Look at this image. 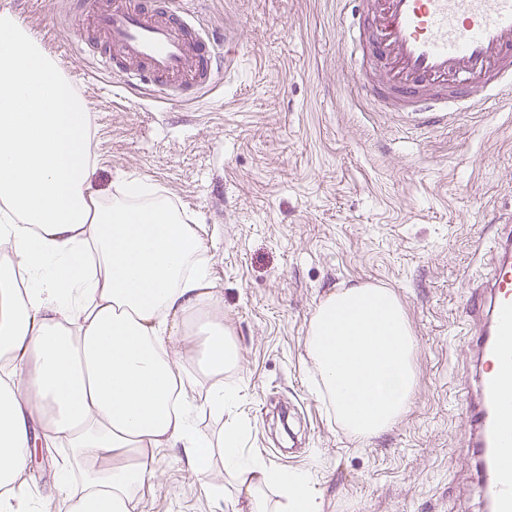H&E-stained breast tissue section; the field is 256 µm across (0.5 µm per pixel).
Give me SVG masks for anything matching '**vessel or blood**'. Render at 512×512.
Listing matches in <instances>:
<instances>
[{
  "label": "vessel or blood",
  "instance_id": "vessel-or-blood-1",
  "mask_svg": "<svg viewBox=\"0 0 512 512\" xmlns=\"http://www.w3.org/2000/svg\"><path fill=\"white\" fill-rule=\"evenodd\" d=\"M345 55L359 93L435 125L512 99V0H353ZM98 62L125 86L141 79L182 101L211 88L226 39L187 0H108L92 17ZM460 312L472 353L460 384L484 512H512V212Z\"/></svg>",
  "mask_w": 512,
  "mask_h": 512
}]
</instances>
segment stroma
Here are the masks:
<instances>
[{
  "instance_id": "obj_1",
  "label": "stroma",
  "mask_w": 512,
  "mask_h": 512,
  "mask_svg": "<svg viewBox=\"0 0 512 512\" xmlns=\"http://www.w3.org/2000/svg\"><path fill=\"white\" fill-rule=\"evenodd\" d=\"M235 36L223 78L187 102L129 91L79 42V14L57 0H0L86 99L95 167L112 194L165 189L205 231L206 259L238 348L246 462L306 471L321 512H479L461 402L471 362L456 308L487 271L486 241L512 208V101L420 126L352 93L341 51L346 0H194ZM391 289L416 341L407 414L359 445L316 394L306 354L317 306L347 288ZM136 512H232L205 490L191 449H153ZM14 512H65L55 476L66 449L39 450Z\"/></svg>"
}]
</instances>
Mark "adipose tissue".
Listing matches in <instances>:
<instances>
[{
  "label": "adipose tissue",
  "mask_w": 512,
  "mask_h": 512,
  "mask_svg": "<svg viewBox=\"0 0 512 512\" xmlns=\"http://www.w3.org/2000/svg\"><path fill=\"white\" fill-rule=\"evenodd\" d=\"M90 143L84 98L0 12V501L22 491L42 434L71 449L56 481L67 512H135L152 449L177 441L206 476L221 451L236 512H319L306 473L243 463L238 424L218 443L195 428L200 406L239 400L219 384L193 401L237 364L203 231L150 183L95 190ZM177 320L194 327L186 355L166 342Z\"/></svg>",
  "instance_id": "obj_1"
}]
</instances>
